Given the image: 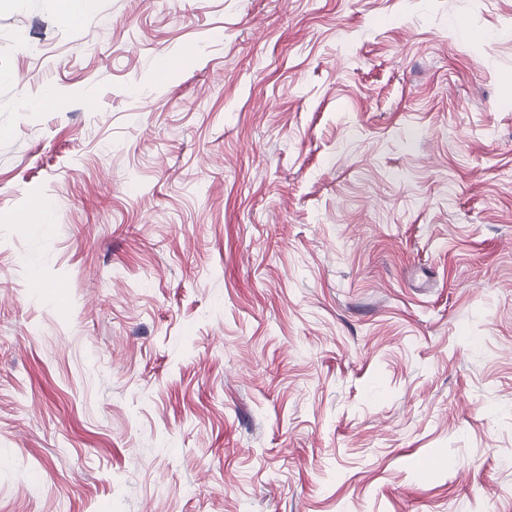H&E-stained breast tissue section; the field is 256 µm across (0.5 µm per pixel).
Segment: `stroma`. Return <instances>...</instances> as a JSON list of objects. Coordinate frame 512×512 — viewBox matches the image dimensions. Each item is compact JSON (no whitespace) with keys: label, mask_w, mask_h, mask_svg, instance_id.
<instances>
[{"label":"stroma","mask_w":512,"mask_h":512,"mask_svg":"<svg viewBox=\"0 0 512 512\" xmlns=\"http://www.w3.org/2000/svg\"><path fill=\"white\" fill-rule=\"evenodd\" d=\"M73 11L0 0V512H512V0Z\"/></svg>","instance_id":"1"}]
</instances>
